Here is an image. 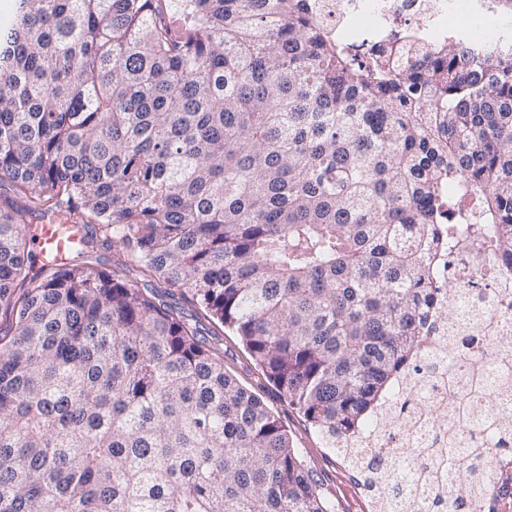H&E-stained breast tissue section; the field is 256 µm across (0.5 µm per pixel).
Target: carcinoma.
<instances>
[{
  "label": "carcinoma",
  "instance_id": "carcinoma-1",
  "mask_svg": "<svg viewBox=\"0 0 512 512\" xmlns=\"http://www.w3.org/2000/svg\"><path fill=\"white\" fill-rule=\"evenodd\" d=\"M460 43L357 46L311 0H14L0 182L112 262L32 274L0 211V512H333L210 326L368 482L343 441L423 357L436 255L468 224L512 259V34Z\"/></svg>",
  "mask_w": 512,
  "mask_h": 512
}]
</instances>
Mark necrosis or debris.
<instances>
[{
	"label": "necrosis or debris",
	"mask_w": 512,
	"mask_h": 512,
	"mask_svg": "<svg viewBox=\"0 0 512 512\" xmlns=\"http://www.w3.org/2000/svg\"><path fill=\"white\" fill-rule=\"evenodd\" d=\"M316 16L347 40L372 34L384 44L414 37L437 44L458 29L477 45L512 26L495 0H317ZM434 280L438 312L423 339L421 368L427 387H399L405 405H390L385 416L369 422L347 445L368 449L377 462L391 436H398L402 447L419 448L425 439L447 431L456 420L440 379L452 356L481 352L489 395L484 411L501 419L495 450L482 465L488 485L483 501L493 512H512V380L501 369L504 357L512 354V263L465 234L437 259Z\"/></svg>",
	"instance_id": "necrosis-or-debris-1"
}]
</instances>
